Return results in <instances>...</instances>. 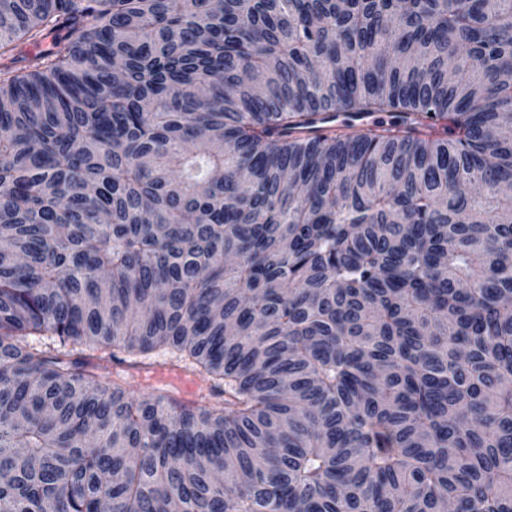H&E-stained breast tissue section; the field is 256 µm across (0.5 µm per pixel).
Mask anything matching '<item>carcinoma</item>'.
I'll list each match as a JSON object with an SVG mask.
<instances>
[{
	"instance_id": "1",
	"label": "carcinoma",
	"mask_w": 512,
	"mask_h": 512,
	"mask_svg": "<svg viewBox=\"0 0 512 512\" xmlns=\"http://www.w3.org/2000/svg\"><path fill=\"white\" fill-rule=\"evenodd\" d=\"M511 186L512 0H0V512H512Z\"/></svg>"
}]
</instances>
